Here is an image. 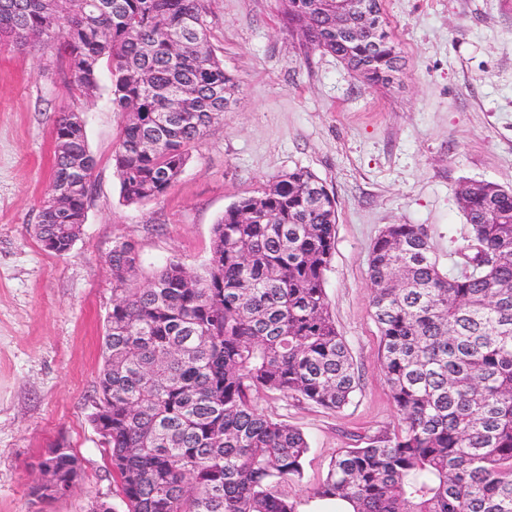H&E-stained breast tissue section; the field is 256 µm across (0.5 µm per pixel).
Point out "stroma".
I'll use <instances>...</instances> for the list:
<instances>
[{
	"mask_svg": "<svg viewBox=\"0 0 512 512\" xmlns=\"http://www.w3.org/2000/svg\"><path fill=\"white\" fill-rule=\"evenodd\" d=\"M287 8V0H209L210 43L238 84L237 102L191 148L167 192L142 203L123 199L112 161L122 116L108 98V72L84 99L70 91L56 50L0 42V512H91L98 501L126 512L89 421L112 310L106 258L117 242L134 243L140 287L171 260L203 272L225 210L295 168L338 201L325 289L359 386L336 412L261 400L310 442L305 478L290 494L308 504L336 449L398 426L372 316V246L386 225L420 224L441 268L458 274L456 251L469 235L458 187L512 188V0H383L404 61L387 88L307 51ZM76 108L97 165L81 233L59 257L35 225L55 120ZM59 440L77 456L80 479L70 494L42 500L32 494L45 479L38 463Z\"/></svg>",
	"mask_w": 512,
	"mask_h": 512,
	"instance_id": "35a3bbf8",
	"label": "stroma"
}]
</instances>
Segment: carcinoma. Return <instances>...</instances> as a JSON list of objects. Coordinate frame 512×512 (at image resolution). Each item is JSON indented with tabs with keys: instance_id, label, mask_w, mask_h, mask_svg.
Listing matches in <instances>:
<instances>
[{
	"instance_id": "obj_1",
	"label": "carcinoma",
	"mask_w": 512,
	"mask_h": 512,
	"mask_svg": "<svg viewBox=\"0 0 512 512\" xmlns=\"http://www.w3.org/2000/svg\"><path fill=\"white\" fill-rule=\"evenodd\" d=\"M288 0L290 27L312 51L336 56L388 87L402 56L382 0H366L379 39L338 43L335 15ZM207 0H0V37L54 47L70 90L92 97L107 68L124 125L113 154L129 203L157 199L189 147L224 119L236 81L214 53ZM96 161L83 113L55 122L53 175L37 237L57 255L85 222ZM470 224L443 272L418 224H390L369 260L379 355L400 424L338 448L312 497L354 512H512V190L469 182L456 192ZM336 198L311 171L276 175L213 226L205 272L179 261L143 288L130 278L135 246L117 243L112 311L98 400L89 419L108 448L127 512H298L288 484L304 478L310 446L262 397L347 406L359 385L324 288L336 242ZM39 498L75 488L65 442L40 463Z\"/></svg>"
}]
</instances>
